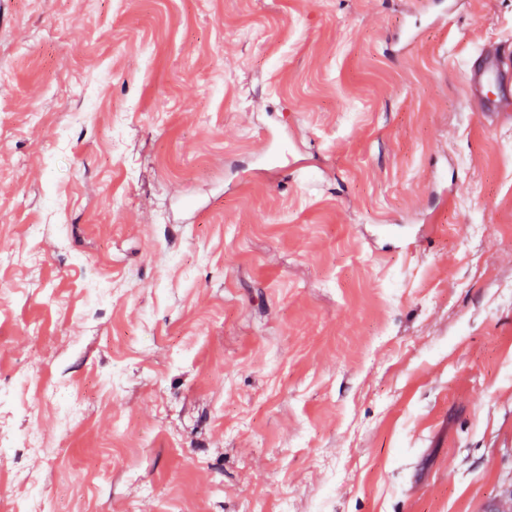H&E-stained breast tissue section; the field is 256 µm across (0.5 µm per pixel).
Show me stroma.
<instances>
[{
  "instance_id": "obj_1",
  "label": "stroma",
  "mask_w": 512,
  "mask_h": 512,
  "mask_svg": "<svg viewBox=\"0 0 512 512\" xmlns=\"http://www.w3.org/2000/svg\"><path fill=\"white\" fill-rule=\"evenodd\" d=\"M483 51L512 0H0V512L512 495Z\"/></svg>"
}]
</instances>
